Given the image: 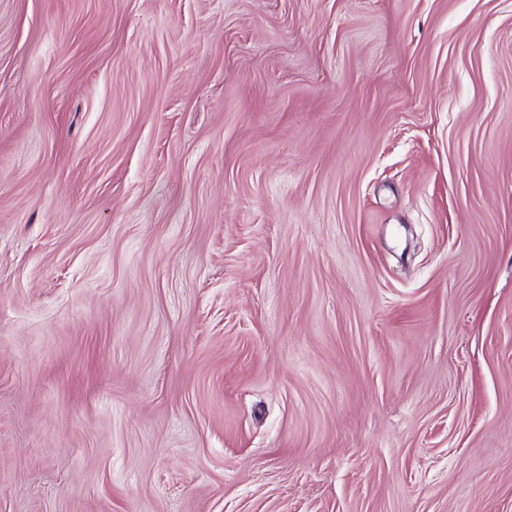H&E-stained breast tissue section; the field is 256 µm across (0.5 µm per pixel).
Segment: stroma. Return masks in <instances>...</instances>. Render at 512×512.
Returning <instances> with one entry per match:
<instances>
[{
  "label": "stroma",
  "instance_id": "obj_1",
  "mask_svg": "<svg viewBox=\"0 0 512 512\" xmlns=\"http://www.w3.org/2000/svg\"><path fill=\"white\" fill-rule=\"evenodd\" d=\"M0 512H512V0H0Z\"/></svg>",
  "mask_w": 512,
  "mask_h": 512
}]
</instances>
